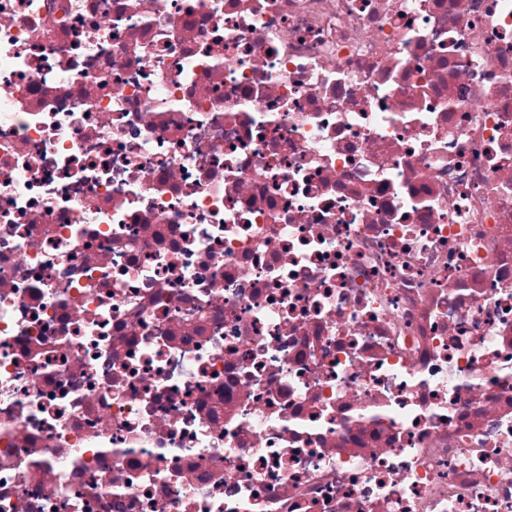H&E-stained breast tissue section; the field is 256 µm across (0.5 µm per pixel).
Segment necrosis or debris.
<instances>
[{"label":"necrosis or debris","mask_w":512,"mask_h":512,"mask_svg":"<svg viewBox=\"0 0 512 512\" xmlns=\"http://www.w3.org/2000/svg\"><path fill=\"white\" fill-rule=\"evenodd\" d=\"M0 512H512V0H0Z\"/></svg>","instance_id":"necrosis-or-debris-1"}]
</instances>
